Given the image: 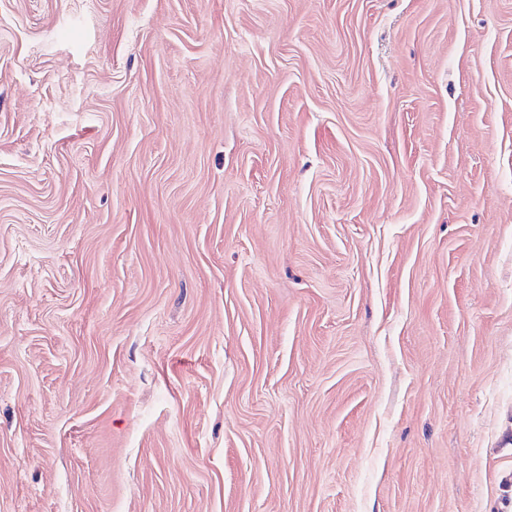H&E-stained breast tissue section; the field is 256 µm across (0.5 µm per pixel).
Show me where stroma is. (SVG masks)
I'll use <instances>...</instances> for the list:
<instances>
[{"mask_svg":"<svg viewBox=\"0 0 512 512\" xmlns=\"http://www.w3.org/2000/svg\"><path fill=\"white\" fill-rule=\"evenodd\" d=\"M0 512H512V0H0Z\"/></svg>","mask_w":512,"mask_h":512,"instance_id":"1","label":"stroma"}]
</instances>
